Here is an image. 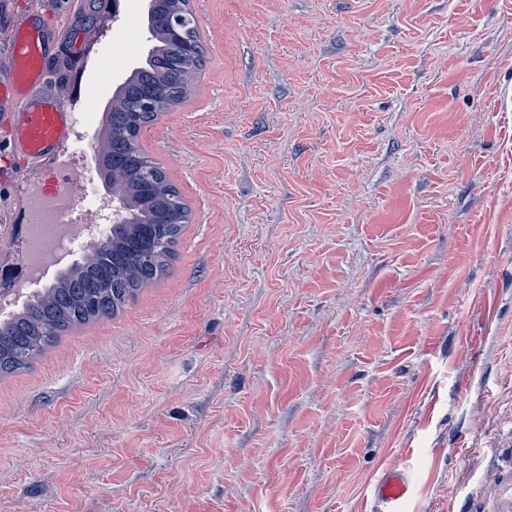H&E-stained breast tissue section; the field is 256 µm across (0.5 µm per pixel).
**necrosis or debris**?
<instances>
[{
    "label": "necrosis or debris",
    "instance_id": "1",
    "mask_svg": "<svg viewBox=\"0 0 512 512\" xmlns=\"http://www.w3.org/2000/svg\"><path fill=\"white\" fill-rule=\"evenodd\" d=\"M96 150L86 112H79L66 159L25 185L31 208L28 216V249L22 259L24 278L16 295L0 294V314L8 313L16 296L42 285L62 266L63 256L86 249L92 242L89 227H104L112 209L98 187ZM82 195H74V188Z\"/></svg>",
    "mask_w": 512,
    "mask_h": 512
}]
</instances>
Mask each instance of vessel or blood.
Listing matches in <instances>:
<instances>
[{
  "mask_svg": "<svg viewBox=\"0 0 512 512\" xmlns=\"http://www.w3.org/2000/svg\"><path fill=\"white\" fill-rule=\"evenodd\" d=\"M82 8L83 0H64L51 17L0 0V200L18 223L29 209L16 190L20 177L53 165L70 141L74 113L49 84L53 59L79 49L72 21ZM416 482L409 466L389 469L372 490L370 512H407Z\"/></svg>",
  "mask_w": 512,
  "mask_h": 512,
  "instance_id": "vessel-or-blood-1",
  "label": "vessel or blood"
}]
</instances>
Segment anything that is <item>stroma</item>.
Here are the masks:
<instances>
[{
    "label": "stroma",
    "mask_w": 512,
    "mask_h": 512,
    "mask_svg": "<svg viewBox=\"0 0 512 512\" xmlns=\"http://www.w3.org/2000/svg\"><path fill=\"white\" fill-rule=\"evenodd\" d=\"M141 137L190 209L116 316L0 375V512H409L512 493V9L191 0ZM75 27L100 117L143 28ZM417 482L415 469L403 465L386 471L371 493L370 512H407Z\"/></svg>",
    "instance_id": "1"
}]
</instances>
